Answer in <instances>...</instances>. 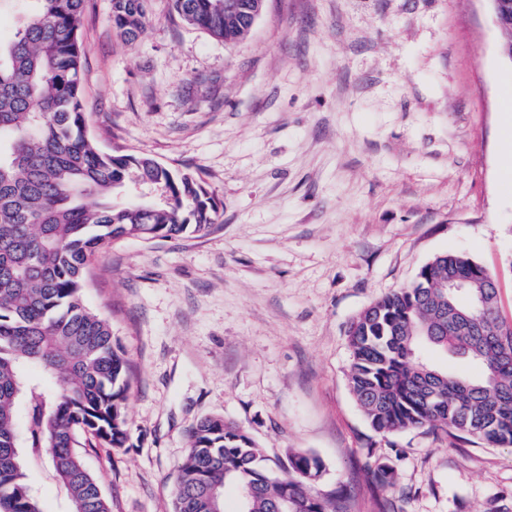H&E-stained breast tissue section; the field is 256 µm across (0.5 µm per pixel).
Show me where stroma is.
<instances>
[{
    "mask_svg": "<svg viewBox=\"0 0 512 512\" xmlns=\"http://www.w3.org/2000/svg\"><path fill=\"white\" fill-rule=\"evenodd\" d=\"M80 34L90 135L193 173L216 206L207 234L92 262L85 301L131 365L126 446L80 439L112 512H172L188 432L215 415L271 461L317 456L345 512H512V448L378 433L347 376L352 319L444 252L496 275L512 322V64L489 0H265L232 46L168 0L129 45L111 0H86Z\"/></svg>",
    "mask_w": 512,
    "mask_h": 512,
    "instance_id": "obj_1",
    "label": "stroma"
}]
</instances>
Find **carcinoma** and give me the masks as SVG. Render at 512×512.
<instances>
[{"instance_id":"cac0c4a2","label":"carcinoma","mask_w":512,"mask_h":512,"mask_svg":"<svg viewBox=\"0 0 512 512\" xmlns=\"http://www.w3.org/2000/svg\"><path fill=\"white\" fill-rule=\"evenodd\" d=\"M21 17L0 40V512H43L18 449L48 461L71 512H110L77 449L91 435L127 441L130 364L112 325L84 294L91 261L124 238L204 234L216 211L204 185L152 157L102 150L86 128L80 19L85 0H12ZM150 0H112V26L128 43L145 31ZM181 21L228 45L252 30L224 0H169ZM137 183L164 188L149 207L113 196ZM463 282L451 289V282ZM348 380L369 425L391 434L441 428L454 437L512 447V323L500 317L494 276L448 252L413 284L378 299L351 323ZM429 347L482 367L469 378L431 364ZM173 512H336L310 484L323 465L291 453L281 476L240 425L205 418L189 432Z\"/></svg>"}]
</instances>
